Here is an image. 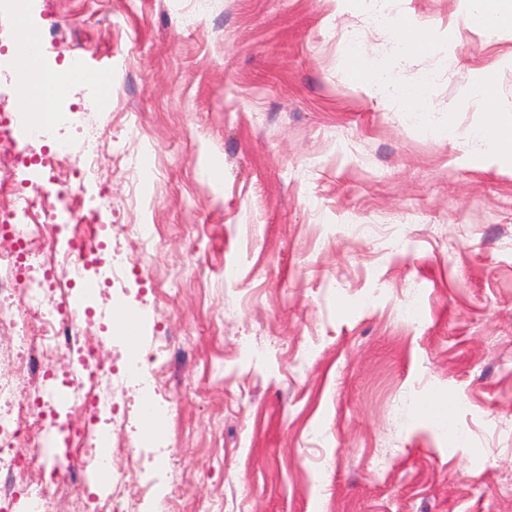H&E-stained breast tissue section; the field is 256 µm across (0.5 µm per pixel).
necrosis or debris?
Instances as JSON below:
<instances>
[{
	"mask_svg": "<svg viewBox=\"0 0 512 512\" xmlns=\"http://www.w3.org/2000/svg\"><path fill=\"white\" fill-rule=\"evenodd\" d=\"M86 136L81 161H73V144L58 139L54 152L37 154L41 167L56 172L69 163L65 176H58L55 195L41 191L26 194L23 183H16L8 196L0 197V234L14 236L29 264L18 272L14 255L0 254V326L9 325L13 332L27 336L31 344L22 353H8L9 374H0V512H47L48 500L64 491L59 474L67 461V449L77 448L82 474L71 482L74 512H140L141 498L129 494L130 485L142 483L137 471L123 474L106 492L87 495L108 454L124 451L129 443L113 439L111 424L116 423L118 399L122 386L113 381V369L96 355L92 338L96 325L89 318L73 314L68 294L58 293L47 276L48 267L67 268L70 250L57 249L54 228L57 211L73 215V237L84 241L85 227L96 226L100 208L109 204L108 194H101L97 206L84 207L74 195L73 182L84 183L99 169L102 131L93 114L83 113ZM75 352L83 371L81 387L70 397L71 411L84 416L85 422L70 427L65 435H52L45 417H33L34 407H48L53 395L45 389L46 373L61 350ZM26 441L33 445L39 467L17 458L14 448ZM38 484V500H30L27 491Z\"/></svg>",
	"mask_w": 512,
	"mask_h": 512,
	"instance_id": "obj_1",
	"label": "necrosis or debris"
}]
</instances>
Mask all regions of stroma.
I'll return each mask as SVG.
<instances>
[{
  "label": "stroma",
  "mask_w": 512,
  "mask_h": 512,
  "mask_svg": "<svg viewBox=\"0 0 512 512\" xmlns=\"http://www.w3.org/2000/svg\"><path fill=\"white\" fill-rule=\"evenodd\" d=\"M381 7L378 22L336 0L5 13L55 30L45 69L83 61L61 104L90 108L98 73L111 100L82 188L112 200L87 257L98 356L171 339L164 432L112 456L98 489L139 465L165 494L174 466L186 512H512V172L468 140L477 78L512 112V27L485 37L461 0ZM407 17L445 42L400 43ZM357 55L391 75L384 94ZM117 250L144 274L112 285Z\"/></svg>",
  "instance_id": "stroma-1"
}]
</instances>
